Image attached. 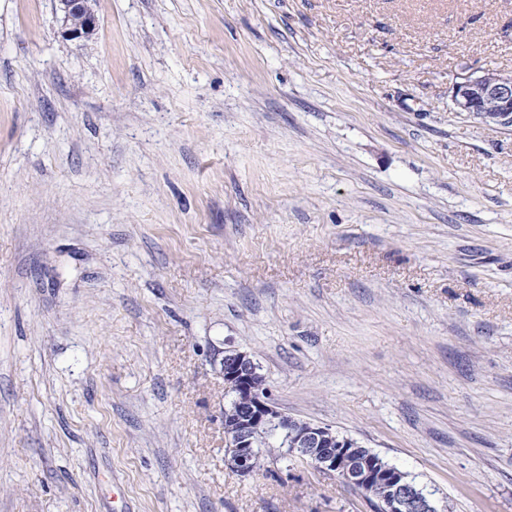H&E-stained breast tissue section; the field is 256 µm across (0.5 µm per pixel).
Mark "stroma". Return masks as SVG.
<instances>
[{
	"instance_id": "stroma-1",
	"label": "stroma",
	"mask_w": 512,
	"mask_h": 512,
	"mask_svg": "<svg viewBox=\"0 0 512 512\" xmlns=\"http://www.w3.org/2000/svg\"><path fill=\"white\" fill-rule=\"evenodd\" d=\"M0 0V512H373L227 463L226 351L288 416L512 512V0ZM59 8L64 14L62 37L70 40L88 38L97 27L98 19L89 0H58ZM76 15L77 19L72 16ZM452 101L460 112H473L485 120L512 124V74L488 70L456 82Z\"/></svg>"
}]
</instances>
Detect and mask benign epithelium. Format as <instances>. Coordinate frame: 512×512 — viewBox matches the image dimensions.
Masks as SVG:
<instances>
[{
	"label": "benign epithelium",
	"mask_w": 512,
	"mask_h": 512,
	"mask_svg": "<svg viewBox=\"0 0 512 512\" xmlns=\"http://www.w3.org/2000/svg\"><path fill=\"white\" fill-rule=\"evenodd\" d=\"M64 14L62 37L70 40L93 34L98 19L89 0H58ZM452 101L461 112H473L485 120L512 124V74L488 70L469 77L452 87ZM224 387L236 400L234 430L225 434L227 455L231 466L243 476L255 473L252 435L265 430L269 438L288 437V455L306 461L314 469L336 474L362 494L383 485L381 512H437L434 500L421 493L393 466L383 467L377 453L355 447L354 440L336 439V431L328 426L312 424L293 433L290 417L281 412L268 391L255 386L252 380L253 360L249 354L232 351L220 361Z\"/></svg>",
	"instance_id": "obj_1"
}]
</instances>
